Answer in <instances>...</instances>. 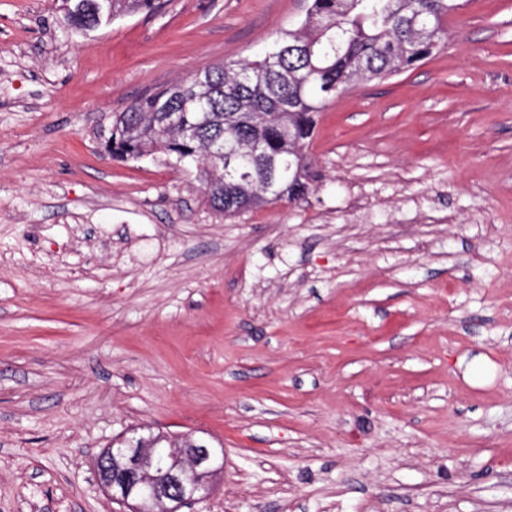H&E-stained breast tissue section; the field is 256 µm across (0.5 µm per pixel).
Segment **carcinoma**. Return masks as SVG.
<instances>
[{"instance_id": "cac0c4a2", "label": "carcinoma", "mask_w": 512, "mask_h": 512, "mask_svg": "<svg viewBox=\"0 0 512 512\" xmlns=\"http://www.w3.org/2000/svg\"><path fill=\"white\" fill-rule=\"evenodd\" d=\"M89 11L66 22L96 28ZM112 17L157 0H110ZM462 0H310L304 20L255 59L225 61L112 113L106 149L121 160L164 153L193 165L211 207L241 210L313 188L317 115L361 82L398 75L446 44L445 18Z\"/></svg>"}]
</instances>
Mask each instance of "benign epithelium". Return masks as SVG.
<instances>
[{
  "label": "benign epithelium",
  "mask_w": 512,
  "mask_h": 512,
  "mask_svg": "<svg viewBox=\"0 0 512 512\" xmlns=\"http://www.w3.org/2000/svg\"><path fill=\"white\" fill-rule=\"evenodd\" d=\"M151 438L134 429L98 458V479L112 501L131 512H179L213 493L223 468L215 449L193 439L179 448H153Z\"/></svg>",
  "instance_id": "1"
}]
</instances>
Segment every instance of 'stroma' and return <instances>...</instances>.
I'll use <instances>...</instances> for the list:
<instances>
[{
    "mask_svg": "<svg viewBox=\"0 0 512 512\" xmlns=\"http://www.w3.org/2000/svg\"><path fill=\"white\" fill-rule=\"evenodd\" d=\"M308 2L0 0V512H127L96 461L143 427L224 451L181 512H512V0L330 102L304 198L104 148Z\"/></svg>",
    "mask_w": 512,
    "mask_h": 512,
    "instance_id": "1",
    "label": "stroma"
}]
</instances>
